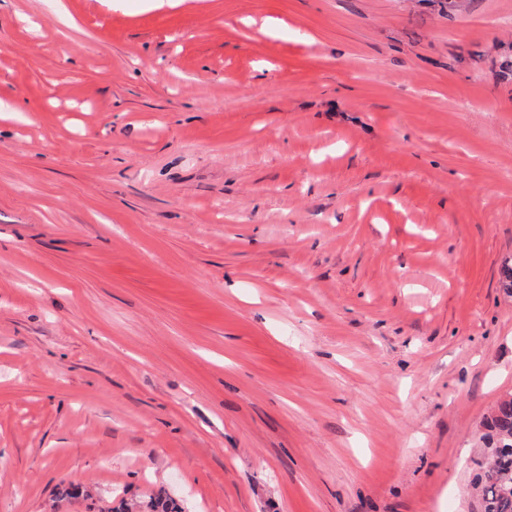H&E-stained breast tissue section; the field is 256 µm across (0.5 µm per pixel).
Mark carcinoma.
I'll return each mask as SVG.
<instances>
[{"label":"carcinoma","instance_id":"1","mask_svg":"<svg viewBox=\"0 0 512 512\" xmlns=\"http://www.w3.org/2000/svg\"><path fill=\"white\" fill-rule=\"evenodd\" d=\"M482 434L485 460L475 462L472 483L479 496L478 512H512V398L502 399Z\"/></svg>","mask_w":512,"mask_h":512}]
</instances>
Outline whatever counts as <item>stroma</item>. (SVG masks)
I'll list each match as a JSON object with an SVG mask.
<instances>
[{
    "instance_id": "obj_1",
    "label": "stroma",
    "mask_w": 512,
    "mask_h": 512,
    "mask_svg": "<svg viewBox=\"0 0 512 512\" xmlns=\"http://www.w3.org/2000/svg\"><path fill=\"white\" fill-rule=\"evenodd\" d=\"M510 58L512 0H0V512H478Z\"/></svg>"
}]
</instances>
